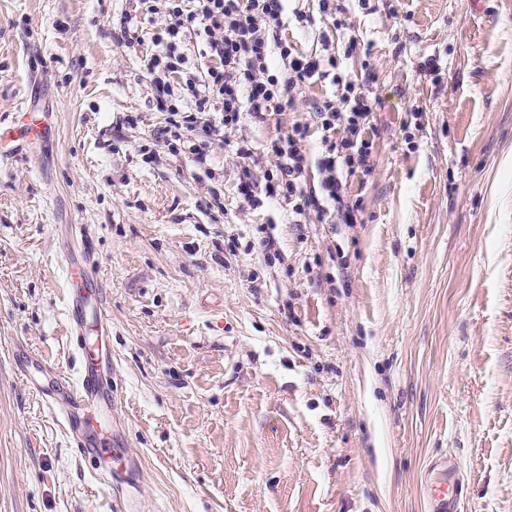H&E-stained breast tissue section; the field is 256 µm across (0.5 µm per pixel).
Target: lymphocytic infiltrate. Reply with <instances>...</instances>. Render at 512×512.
Listing matches in <instances>:
<instances>
[{
    "label": "lymphocytic infiltrate",
    "instance_id": "1",
    "mask_svg": "<svg viewBox=\"0 0 512 512\" xmlns=\"http://www.w3.org/2000/svg\"><path fill=\"white\" fill-rule=\"evenodd\" d=\"M145 13L163 19V45L147 62L150 81L160 96L170 97L167 124L157 137L170 152L185 134L204 129L208 138L225 140L237 130L242 114L256 122L269 121L282 108H296L306 88L321 79H331L336 93L312 104L313 124L294 123L278 132L266 146L272 159L265 170L264 186H257L245 144L235 149L242 164L237 189L250 206L262 198L288 201L298 216L323 222L358 223L359 202L348 201L342 173H371L374 140L370 136L373 102L364 84L337 72L332 57L321 53L298 54L288 44L284 31L288 18L308 23L302 10L286 14L284 0H137ZM201 30L209 65L206 71H190L181 51L188 32ZM194 99L196 109L179 111L178 95ZM217 118H210V109ZM321 133L318 152H310L311 129ZM316 164L321 181L309 189L302 177L309 164Z\"/></svg>",
    "mask_w": 512,
    "mask_h": 512
}]
</instances>
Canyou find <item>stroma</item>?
I'll list each match as a JSON object with an SVG mask.
<instances>
[{
	"mask_svg": "<svg viewBox=\"0 0 512 512\" xmlns=\"http://www.w3.org/2000/svg\"><path fill=\"white\" fill-rule=\"evenodd\" d=\"M317 0L285 36L374 100V169L344 177L362 223L250 207L233 142L205 163L157 140L146 63L164 23L135 0H0V122L42 133L0 159V512H429L430 462L459 512H512V0ZM142 45L118 44L121 21ZM375 79H368V72ZM158 162H150V155ZM274 236V251L264 240ZM95 259L116 398L100 424L135 479L106 487L16 357L77 380L69 252Z\"/></svg>",
	"mask_w": 512,
	"mask_h": 512,
	"instance_id": "35a3bbf8",
	"label": "stroma"
}]
</instances>
